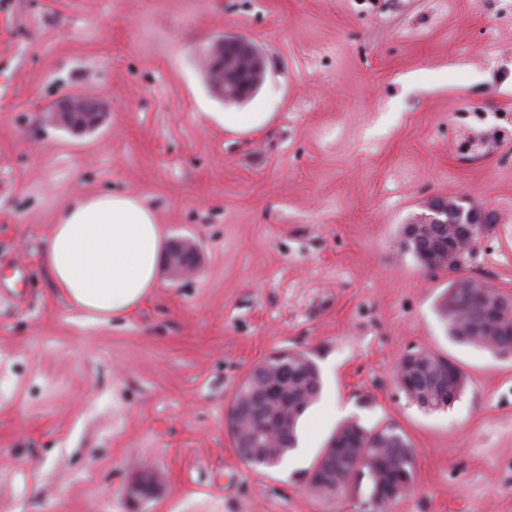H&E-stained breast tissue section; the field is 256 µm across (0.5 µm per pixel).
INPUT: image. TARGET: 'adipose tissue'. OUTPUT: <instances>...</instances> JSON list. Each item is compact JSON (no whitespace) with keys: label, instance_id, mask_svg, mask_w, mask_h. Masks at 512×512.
Instances as JSON below:
<instances>
[{"label":"adipose tissue","instance_id":"1","mask_svg":"<svg viewBox=\"0 0 512 512\" xmlns=\"http://www.w3.org/2000/svg\"><path fill=\"white\" fill-rule=\"evenodd\" d=\"M162 250L157 212L145 198L88 193L60 209L42 263L75 307L106 322L152 294Z\"/></svg>","mask_w":512,"mask_h":512}]
</instances>
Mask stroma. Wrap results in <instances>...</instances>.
Returning <instances> with one entry per match:
<instances>
[{
	"mask_svg": "<svg viewBox=\"0 0 512 512\" xmlns=\"http://www.w3.org/2000/svg\"><path fill=\"white\" fill-rule=\"evenodd\" d=\"M223 34L264 53L227 103L201 60ZM108 102L73 134L45 108ZM136 193L200 271L100 322L55 289L58 210ZM490 212L462 275L512 296V0H0V512H364L303 478L336 427L397 425L416 452L388 512H512V358L453 344L403 224L433 196ZM303 351L323 391L272 469L225 414L247 374ZM427 351L468 378L426 412L396 384ZM162 489L125 498L131 464Z\"/></svg>",
	"mask_w": 512,
	"mask_h": 512,
	"instance_id": "stroma-1",
	"label": "stroma"
}]
</instances>
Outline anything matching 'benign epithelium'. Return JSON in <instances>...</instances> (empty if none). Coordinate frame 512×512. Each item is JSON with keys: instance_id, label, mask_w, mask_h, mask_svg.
<instances>
[{"instance_id": "obj_1", "label": "benign epithelium", "mask_w": 512, "mask_h": 512, "mask_svg": "<svg viewBox=\"0 0 512 512\" xmlns=\"http://www.w3.org/2000/svg\"><path fill=\"white\" fill-rule=\"evenodd\" d=\"M207 84L212 92L226 102H243L251 97L263 84L266 77V61L262 51L249 39L242 36L221 35L211 44L203 58ZM103 102L95 97L71 95L62 99L46 113L49 123L75 133H86L98 128L105 117ZM484 213L475 207L464 206L459 197L439 196L424 202L423 212L411 222L403 225L404 240L429 238L439 230H451L454 243L443 253L436 255L419 253L425 269L458 271L465 253L481 231ZM199 248L189 237H177L170 241L165 254V267L169 277L181 280L199 272ZM470 292L483 301L490 318L506 312L512 317V297L503 295L498 289L484 281H472ZM420 366L430 362L437 366L443 379V388H448V364H440L428 353L419 352L407 357L400 367L398 383H405L404 371L408 362ZM159 491L162 487L160 475L149 467L139 469L125 488L126 497L132 501L147 498L149 488Z\"/></svg>"}]
</instances>
